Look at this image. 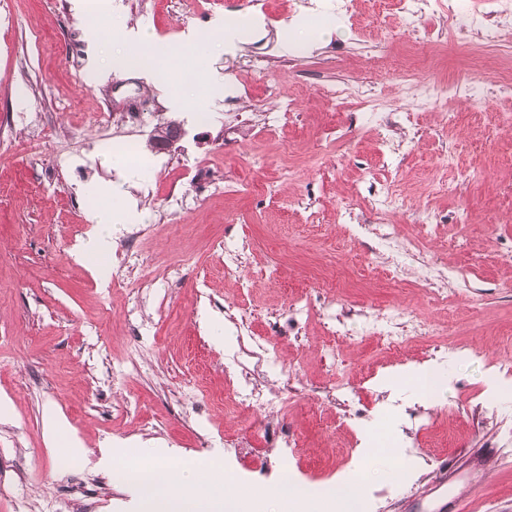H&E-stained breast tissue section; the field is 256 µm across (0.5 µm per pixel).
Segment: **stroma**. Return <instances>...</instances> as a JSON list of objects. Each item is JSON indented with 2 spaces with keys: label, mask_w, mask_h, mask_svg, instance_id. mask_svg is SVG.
Wrapping results in <instances>:
<instances>
[{
  "label": "stroma",
  "mask_w": 512,
  "mask_h": 512,
  "mask_svg": "<svg viewBox=\"0 0 512 512\" xmlns=\"http://www.w3.org/2000/svg\"><path fill=\"white\" fill-rule=\"evenodd\" d=\"M244 2L112 0L111 12L79 17L70 0H0V398L12 405L11 420L0 422V512H80L69 496L76 481L94 489L96 512H141L137 492L113 481L107 465L135 450L211 461L237 480L240 425L224 410V391L240 326L278 349L269 378L290 375L299 389L285 411L300 441L289 465L298 481L362 473L376 491L371 512H512V449L499 446L512 430V391L502 392L491 367L512 341V265L502 260L512 249V125L501 120L512 96L481 88L474 100L449 104L460 119L447 128L440 110L419 107L399 79L418 65L437 81L488 66L480 34L445 38L444 15L430 14L410 38L401 13L375 11L373 0H354L343 21L329 16L326 0H265L272 24L245 25L232 51L211 45L191 83L158 88L119 66L103 80L87 69L95 35L112 51L141 52L142 27L194 54L188 29L241 18ZM316 28L329 38L313 42ZM258 51L294 103L286 119L274 120L277 99L242 70ZM368 77L394 121L383 157L364 111L325 95ZM176 93L189 97L190 111L173 113ZM228 93L237 104H225ZM130 117L140 142L173 118L184 135L173 150L134 160L109 152ZM45 119L56 133L44 139ZM60 155L71 158L62 170ZM450 160L476 176L434 187L433 173ZM388 164L406 202L392 221L419 240L396 283L376 237L348 234L369 218L356 195L361 179L385 178ZM103 183L123 185L140 214L112 227L113 262L128 281L120 292L71 255L90 231L84 189ZM174 191L188 199L175 216L166 207ZM344 200L352 203L346 225L335 216ZM419 209L441 218L431 237L419 236ZM227 243L239 250L235 279L224 276ZM427 260L458 272L437 282L448 292V333L409 336L399 365L388 366L360 316L395 306L407 323L437 319L415 286ZM350 306L358 311L344 321L352 336L335 341L331 320ZM456 343L473 353L444 358ZM333 347L337 371L325 358ZM424 365L445 379L431 400L413 380ZM340 378L360 393L362 416L345 425L324 397ZM393 398L425 417L404 483L360 469L374 428L405 448ZM52 410L83 441L84 457L58 463Z\"/></svg>",
  "instance_id": "35a3bbf8"
}]
</instances>
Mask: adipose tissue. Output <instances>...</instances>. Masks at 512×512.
Here are the masks:
<instances>
[{"instance_id": "1", "label": "adipose tissue", "mask_w": 512, "mask_h": 512, "mask_svg": "<svg viewBox=\"0 0 512 512\" xmlns=\"http://www.w3.org/2000/svg\"><path fill=\"white\" fill-rule=\"evenodd\" d=\"M100 206L91 208L88 219L94 227L91 238L78 244L74 256L91 268L102 281H109L112 269V227L129 224L136 215L123 204L120 186L98 184L89 189ZM117 481L134 486L143 512H360L354 482L343 479L313 492L290 474H283L273 495L263 501L249 493L233 491L219 467L199 462L188 467L173 460L135 458L114 467Z\"/></svg>"}]
</instances>
